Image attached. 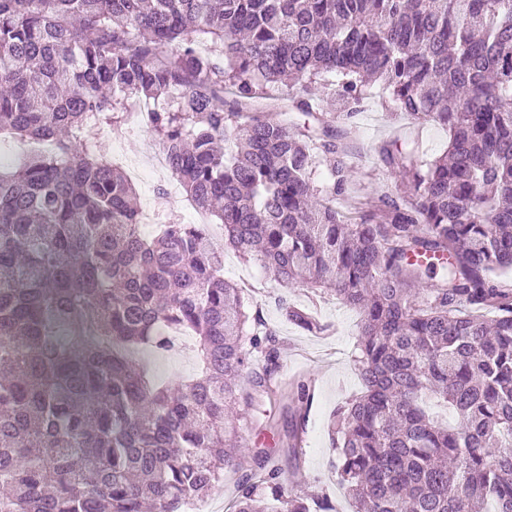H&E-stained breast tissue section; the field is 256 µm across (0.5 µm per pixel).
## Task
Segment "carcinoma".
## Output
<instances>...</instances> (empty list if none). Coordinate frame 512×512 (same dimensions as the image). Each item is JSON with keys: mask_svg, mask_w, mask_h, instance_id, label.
Returning <instances> with one entry per match:
<instances>
[{"mask_svg": "<svg viewBox=\"0 0 512 512\" xmlns=\"http://www.w3.org/2000/svg\"><path fill=\"white\" fill-rule=\"evenodd\" d=\"M284 87L314 124L249 111ZM374 87L448 149L381 145L405 195L351 224L335 201L352 167L315 97ZM138 102L224 246L202 224L141 234L133 183L88 139ZM1 135L51 149L0 166V512H182L226 471L233 512H335L287 491L230 415L276 393L279 350L224 279L226 246L362 313L363 390L329 433L353 512H512V0H0ZM426 255L447 259L431 286ZM178 332L200 373L157 383L141 354Z\"/></svg>", "mask_w": 512, "mask_h": 512, "instance_id": "cac0c4a2", "label": "carcinoma"}]
</instances>
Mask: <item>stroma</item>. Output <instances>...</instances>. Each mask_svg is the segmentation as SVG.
Returning a JSON list of instances; mask_svg holds the SVG:
<instances>
[{
  "mask_svg": "<svg viewBox=\"0 0 512 512\" xmlns=\"http://www.w3.org/2000/svg\"><path fill=\"white\" fill-rule=\"evenodd\" d=\"M336 127L343 136L341 145L353 169L351 182L336 200L337 209L349 222L361 221L368 214L370 197L397 196L399 183L380 161L377 148L385 142H416L418 160L428 161L448 147L447 130L433 122L413 123L406 116L391 112L380 99L362 102L352 118H340ZM113 165L124 172H136L135 182L140 210H155L160 224H193L198 211L186 201L185 192L169 167L159 165L163 148L145 120L127 123L117 136L96 126L89 132ZM224 277L245 290L249 312L259 313L266 328L278 342L279 360L276 376L281 384L301 378L311 381L314 398L309 406L302 451L298 456L284 453L277 432L261 429L265 420H273L278 430H286L291 420L288 400L268 402L263 407L239 412L240 426L250 428L257 447L267 449L281 468L283 477L295 493L314 497L329 491L339 512H351V504L338 483L336 454L330 446L329 430L335 410L362 390L355 356L358 310L341 304L336 298L315 296L300 286L276 285L259 264L245 262L232 250L224 252ZM315 307L320 321L327 325L325 334L316 336L298 328L286 318L282 307ZM194 340L183 336L166 354H151L147 360L153 374L162 380L176 381L194 376L198 363L193 353Z\"/></svg>",
  "mask_w": 512,
  "mask_h": 512,
  "instance_id": "obj_1",
  "label": "stroma"
}]
</instances>
